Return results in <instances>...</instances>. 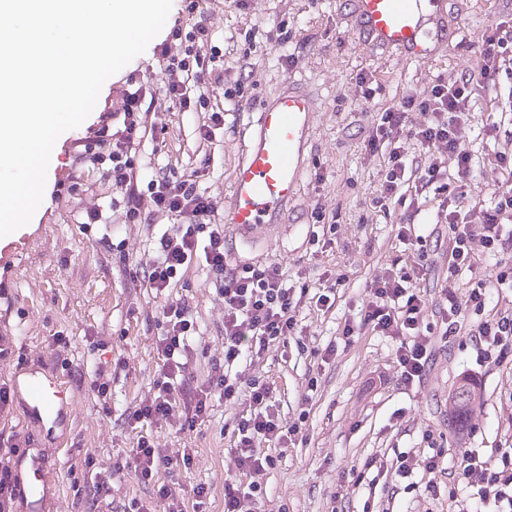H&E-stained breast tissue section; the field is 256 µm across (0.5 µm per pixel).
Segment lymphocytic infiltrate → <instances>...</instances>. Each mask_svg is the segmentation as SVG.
<instances>
[{"instance_id":"lymphocytic-infiltrate-1","label":"lymphocytic infiltrate","mask_w":512,"mask_h":512,"mask_svg":"<svg viewBox=\"0 0 512 512\" xmlns=\"http://www.w3.org/2000/svg\"><path fill=\"white\" fill-rule=\"evenodd\" d=\"M512 70V30L505 22L492 24L483 36L475 66L454 78H438L428 87L409 90L397 103L376 113L363 141L367 154H383L385 174L371 200L372 208H400L397 236L409 240L414 217L429 206L435 225L446 228L449 280H465V296L445 289L448 303L441 317L444 336H467L485 359L498 361L512 352V312L474 325L462 316L463 305L484 306L492 284H505L507 273L496 280L480 275V261L512 259V150H494L495 178L486 196L468 194L467 186L477 166L465 144L473 136L492 141L498 124L512 125V105L502 108L498 123L475 127L473 105L480 90L496 84L502 73ZM162 90L166 97L190 104L203 98L207 73L192 69L187 59L163 57ZM147 92L138 86L126 92L121 110L107 114L94 138L85 141L103 175L123 192L125 217L143 223L145 211L171 218L169 228L156 237L138 263L140 285L163 296L180 268L199 264L215 275L217 295L224 303V342L211 358L205 379L189 370V353L197 323L185 299H165L159 321L165 332L156 349L160 366L150 394L128 412V424L138 429L136 444L111 467H100L94 456L83 466L92 473L89 483L73 482L75 497L96 502L106 498L115 477L131 475L151 487L154 512H204L209 496L205 484L178 492L161 483L162 470L190 466L193 451H169L157 447L151 431L170 426L177 432L193 430L211 410L214 397L243 401L247 411L239 415L233 430V455L237 479L224 486V512H247L261 488L257 478L271 468L273 459L261 451L264 442L282 443L296 433V425L284 423L272 404L270 383L246 377L240 366L269 345L287 341L297 321L294 289L287 285L278 264L246 266L236 271L228 264L224 227L211 223L214 201L202 188L199 173L183 170L175 178L148 175L135 162L142 139L139 107ZM414 141L418 155L405 147ZM110 143L109 153L99 152ZM425 266L412 261L389 267L369 283L360 324L383 335L398 338L396 363L404 381L421 378L433 355L429 330L424 325L427 302L419 282ZM25 450L15 432L0 430V512H14L18 500L16 466ZM452 483L466 482L475 488L483 504L496 512H512V447L482 454L465 451L457 469L447 471Z\"/></svg>"}]
</instances>
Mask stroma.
<instances>
[{
  "instance_id": "1",
  "label": "stroma",
  "mask_w": 512,
  "mask_h": 512,
  "mask_svg": "<svg viewBox=\"0 0 512 512\" xmlns=\"http://www.w3.org/2000/svg\"><path fill=\"white\" fill-rule=\"evenodd\" d=\"M189 0H173L164 25L145 52L103 85L93 113L56 141L41 205L19 236V245L0 260V334L13 337L11 356L0 360V383L42 362L59 336L70 341L68 363L61 369L74 417L66 429L43 434L25 418L14 400L7 423L28 437L31 447L47 454L56 482L47 493L46 512H81L71 489L83 476L82 462L93 454L104 466L136 443L126 424L129 408L148 395L159 363L156 341L164 329L157 322L162 298L148 295L135 270L152 232L165 229L167 216L151 225L125 223L121 214L109 223L88 225L97 207H109L121 192L91 162L79 159V146L98 126L101 113L120 108L131 82L145 83L141 111L146 122H170L165 139L144 138L137 162L156 176L166 175L168 157L202 168V183L214 198L216 216L231 188L229 171L243 143L247 112L277 92L288 79L314 93L320 112L309 151L311 171L289 206L286 222L252 240L232 227L224 237L231 265L242 268L269 261L279 264L288 282L304 292L297 312L303 344L288 341L265 348L246 373L274 385L282 420L299 423L286 446H271L273 466L261 478L264 493L251 512H472V490L455 488L453 497L432 498L429 485H445L441 474L416 471L397 482L364 469L367 457L394 463L405 453H420L422 436L433 432L456 466L465 450L482 452L512 445V357L484 362L469 337L435 338V354L420 381L405 383L395 362L398 339L366 329L344 335L359 321L366 287L384 268L405 264L417 253L398 239L399 210L373 212L371 194L381 179L382 156L366 155L363 140L372 113L398 101L412 87L450 78L475 65L484 28L512 16V0H446L448 48L440 62L406 64L371 51L346 20L349 0H224L210 18L205 46L210 72L206 100L182 109L165 98L157 74L161 52L181 58L186 44L166 31L184 26ZM292 31L288 43L267 39L280 23ZM297 58L289 65L287 55ZM374 72L379 88L371 100L353 92L358 74ZM241 85L246 108L235 109L225 89ZM224 110V124L208 144L197 128L204 112ZM325 175L316 182L313 168ZM77 185L69 193V185ZM336 209V228L313 223L315 203ZM429 211L417 217L416 234L425 236L427 270L420 287L427 301L425 320L437 324L446 305L444 288L464 295L462 281L448 282L446 255L431 237ZM176 292L189 303L200 334L190 356V370L206 378L209 361L224 335V306L207 271L192 267L177 275ZM336 288V303L320 311L309 299L322 288ZM333 356H325L327 346ZM112 375V412L96 405L91 384L97 371ZM479 391L466 428L448 420V397L463 379ZM316 390H309V380ZM241 405L214 399L208 419L190 434L196 450L192 467L161 472L173 488L203 483L210 489L206 512H224V485L235 475L231 436Z\"/></svg>"
}]
</instances>
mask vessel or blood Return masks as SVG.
I'll list each match as a JSON object with an SVG mask.
<instances>
[{"instance_id":"obj_1","label":"vessel or blood","mask_w":512,"mask_h":512,"mask_svg":"<svg viewBox=\"0 0 512 512\" xmlns=\"http://www.w3.org/2000/svg\"><path fill=\"white\" fill-rule=\"evenodd\" d=\"M445 0H350L348 21L371 49L405 63H435L443 55L436 37L447 13ZM318 112L316 99L289 81L266 98L249 121V137L231 178V195L223 221L244 238L284 223L288 206L308 167V148ZM14 388L30 421L56 429L65 421L62 378L49 366L19 371ZM55 470L42 451L29 453L19 483L31 508H41V491L52 484Z\"/></svg>"}]
</instances>
